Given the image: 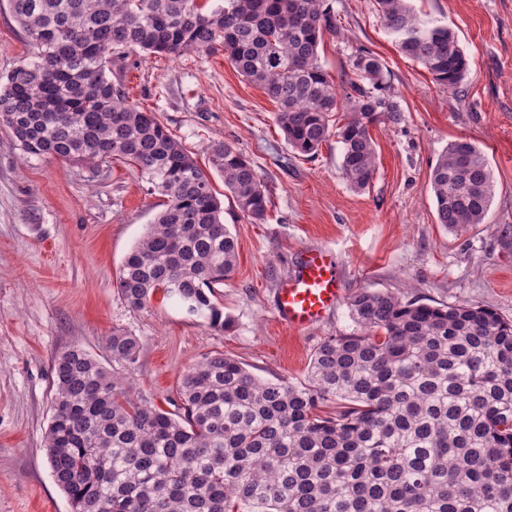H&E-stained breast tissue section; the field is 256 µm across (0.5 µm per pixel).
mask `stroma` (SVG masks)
Returning a JSON list of instances; mask_svg holds the SVG:
<instances>
[{
	"instance_id": "35a3bbf8",
	"label": "stroma",
	"mask_w": 512,
	"mask_h": 512,
	"mask_svg": "<svg viewBox=\"0 0 512 512\" xmlns=\"http://www.w3.org/2000/svg\"><path fill=\"white\" fill-rule=\"evenodd\" d=\"M326 4L338 27L319 47L330 78L351 77L355 56L370 51L402 108L400 123L371 130L378 172L363 190L343 178L336 140L315 156L295 154L276 123L277 104L223 52L112 57L113 82L156 112L203 169L211 167L207 144L220 140L250 158L267 187V218L255 224L224 195L221 177L212 178L238 244L235 271L216 289L232 319L228 329L158 297L135 310L118 294L126 255L164 203L136 167L27 157L0 124V512H71L44 448L53 360L70 345L103 357L113 331L137 337L134 387L162 406L212 352L238 358L264 379L305 381L321 342L354 330L349 302L362 291L433 305L467 301L512 320V0H411L452 28L468 57L456 93L400 52L375 0ZM33 58L0 0V78ZM458 139L484 153L494 192L484 223L451 231L436 220L430 176ZM312 249L334 253L341 293L324 319L293 330L275 314L274 291Z\"/></svg>"
}]
</instances>
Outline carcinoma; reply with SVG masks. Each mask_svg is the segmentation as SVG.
I'll return each instance as SVG.
<instances>
[{
    "mask_svg": "<svg viewBox=\"0 0 512 512\" xmlns=\"http://www.w3.org/2000/svg\"><path fill=\"white\" fill-rule=\"evenodd\" d=\"M325 0H9L36 60L0 80V122L26 155L88 167L134 164L166 207L126 256L118 294L141 309L157 294L213 327L230 319L215 288L237 242L211 176L108 75L112 52L176 57L224 51L278 105L288 145L313 156L334 137L344 178L377 171L371 128L401 108L367 51L338 89L319 46L336 33ZM406 56L456 92L468 67L455 32L409 0H376ZM344 122L330 124V114ZM213 169L237 209L267 217L255 165L222 141ZM437 221L483 223L492 174L470 141L448 144L431 173ZM356 331L313 353L307 381L263 379L214 352L183 376L175 411L134 392L140 342L114 331L112 368L73 345L53 363L46 458L72 512H512V323L467 301L432 305L360 292Z\"/></svg>",
    "mask_w": 512,
    "mask_h": 512,
    "instance_id": "obj_1",
    "label": "carcinoma"
}]
</instances>
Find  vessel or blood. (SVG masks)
I'll list each match as a JSON object with an SVG mask.
<instances>
[{"label":"vessel or blood","instance_id":"1","mask_svg":"<svg viewBox=\"0 0 512 512\" xmlns=\"http://www.w3.org/2000/svg\"><path fill=\"white\" fill-rule=\"evenodd\" d=\"M338 277L333 254L318 251L308 255L299 273L285 279L276 290L278 319L297 330L320 321L336 305Z\"/></svg>","mask_w":512,"mask_h":512}]
</instances>
